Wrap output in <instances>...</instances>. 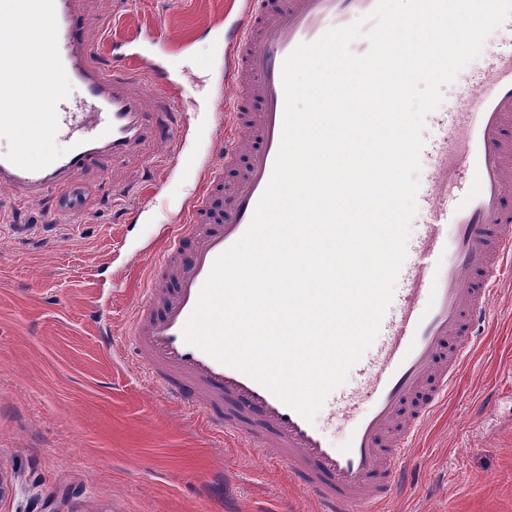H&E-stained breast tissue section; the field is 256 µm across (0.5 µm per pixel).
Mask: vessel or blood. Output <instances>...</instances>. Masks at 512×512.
<instances>
[{
    "mask_svg": "<svg viewBox=\"0 0 512 512\" xmlns=\"http://www.w3.org/2000/svg\"><path fill=\"white\" fill-rule=\"evenodd\" d=\"M224 35V157L203 167V191L186 224L167 239L147 271L132 319L139 369L174 403L206 417L224 407V434L272 456L317 512H379L410 487L406 451L447 400L483 335L502 270L512 257V53L483 45L477 82L464 108L443 113L448 134L424 143L430 162L418 190L420 233L399 270L395 314L356 362L362 387L331 393L332 413L351 423L344 447L273 392L185 342L214 260L247 230L272 176L284 120L282 65L300 44L369 15L377 0H239ZM78 0H0V129L16 147L0 154V186L36 200L57 190L61 223L71 222L76 193L70 170L101 166L147 138L177 130L144 124L127 93L136 81L161 91L166 113L185 90L159 57L99 55L77 16ZM79 83L97 110L94 138L77 137L68 154L49 147L73 114L62 84ZM237 178L225 186L224 171Z\"/></svg>",
    "mask_w": 512,
    "mask_h": 512,
    "instance_id": "obj_1",
    "label": "vessel or blood"
}]
</instances>
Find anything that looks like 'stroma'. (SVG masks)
<instances>
[{"mask_svg": "<svg viewBox=\"0 0 512 512\" xmlns=\"http://www.w3.org/2000/svg\"><path fill=\"white\" fill-rule=\"evenodd\" d=\"M227 0H82L100 47L162 32L165 65L188 92L173 124L185 139L149 141L106 168L72 171L85 192L59 224L55 190L32 202L0 189V512H312L273 458L228 447L219 425L181 412L137 368L131 315L145 272L220 158L210 23ZM482 68L441 88L422 137L440 138ZM493 323L408 460L419 470L386 512H512V275Z\"/></svg>", "mask_w": 512, "mask_h": 512, "instance_id": "35a3bbf8", "label": "stroma"}]
</instances>
